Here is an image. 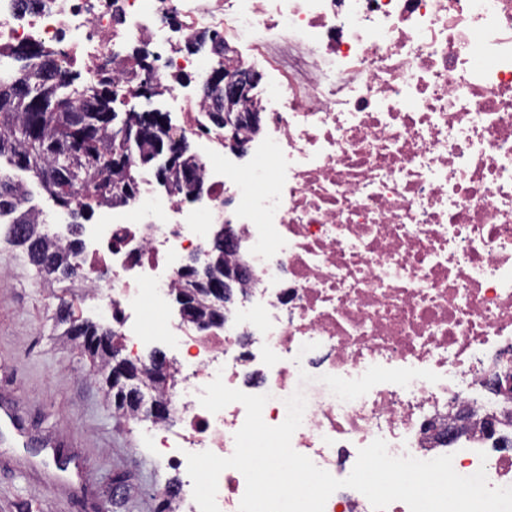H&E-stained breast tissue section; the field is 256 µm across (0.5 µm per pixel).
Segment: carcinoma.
Segmentation results:
<instances>
[{"mask_svg": "<svg viewBox=\"0 0 512 512\" xmlns=\"http://www.w3.org/2000/svg\"><path fill=\"white\" fill-rule=\"evenodd\" d=\"M40 55L50 66L41 84L24 86L21 77L0 74V159L20 172L38 170L40 187L61 208L70 207L79 185L85 202L72 212L70 239L61 247L30 222L28 212L19 206L15 185L0 180V216L10 217L0 236L20 247L22 257L38 274L61 283L76 277L73 259L81 247V224L104 200L103 185L95 177L134 182L131 168L139 164V157L132 155L130 145L142 149L140 157L152 153L157 147L156 128L141 113L114 127L112 77L102 74L95 83L86 84L80 74L59 67L50 55L43 51ZM55 321L66 327L64 335L82 340L86 352L110 368L113 384L139 391L160 389L161 382L148 364L134 365L117 351L91 346L95 336L117 338L113 329L76 316L69 304L58 308ZM179 492V481L168 480L160 512H173Z\"/></svg>", "mask_w": 512, "mask_h": 512, "instance_id": "carcinoma-1", "label": "carcinoma"}]
</instances>
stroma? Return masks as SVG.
<instances>
[{
    "label": "stroma",
    "mask_w": 512,
    "mask_h": 512,
    "mask_svg": "<svg viewBox=\"0 0 512 512\" xmlns=\"http://www.w3.org/2000/svg\"><path fill=\"white\" fill-rule=\"evenodd\" d=\"M0 399L18 408L30 434L67 436L82 457L83 490L48 486L26 453L0 445V512H95L130 500L132 512H157L167 480L182 477L174 462L147 447L107 392L105 372L53 331L44 291L31 288L36 270L18 249L0 245Z\"/></svg>",
    "instance_id": "35a3bbf8"
}]
</instances>
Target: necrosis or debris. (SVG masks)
<instances>
[{"instance_id":"necrosis-or-debris-1","label":"necrosis or debris","mask_w":512,"mask_h":512,"mask_svg":"<svg viewBox=\"0 0 512 512\" xmlns=\"http://www.w3.org/2000/svg\"><path fill=\"white\" fill-rule=\"evenodd\" d=\"M228 40L262 83L264 122L240 158L200 92ZM32 49L90 82L110 73L121 99L161 87L172 140L197 147L199 205L137 171L75 258L128 356L160 340L176 352L172 415L143 427L148 447L182 467L230 456L244 406L199 402L219 376L268 395L271 426L302 391L292 447L335 478L380 438L512 486V451L482 424L512 397L467 398L485 373L512 372V0H0V67ZM229 221L248 281L203 331L167 299L183 257L205 256L208 228ZM465 400L475 415L451 449L440 433Z\"/></svg>"}]
</instances>
